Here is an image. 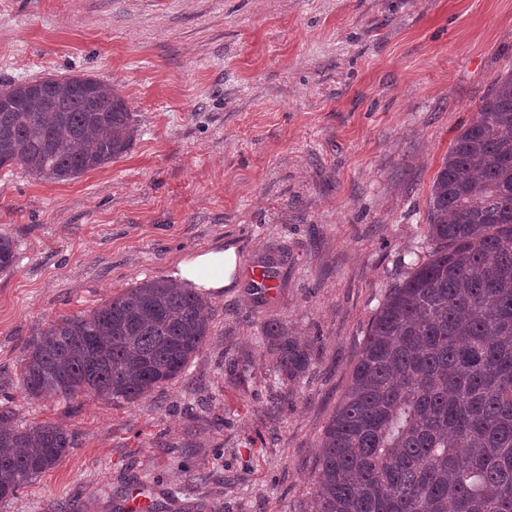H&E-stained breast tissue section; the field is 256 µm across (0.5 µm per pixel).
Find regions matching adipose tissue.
<instances>
[{
    "label": "adipose tissue",
    "mask_w": 512,
    "mask_h": 512,
    "mask_svg": "<svg viewBox=\"0 0 512 512\" xmlns=\"http://www.w3.org/2000/svg\"><path fill=\"white\" fill-rule=\"evenodd\" d=\"M240 260L236 248L217 247L180 259L172 273L180 287L199 294L217 295L236 284Z\"/></svg>",
    "instance_id": "ef3b65f1"
}]
</instances>
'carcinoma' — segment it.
I'll use <instances>...</instances> for the list:
<instances>
[{"label":"carcinoma","instance_id":"carcinoma-1","mask_svg":"<svg viewBox=\"0 0 512 512\" xmlns=\"http://www.w3.org/2000/svg\"><path fill=\"white\" fill-rule=\"evenodd\" d=\"M128 102L99 80L0 86V168L63 182L125 155ZM427 258L374 316L324 431L310 512H512V72L497 77L443 159L426 202ZM0 234V273L15 266ZM209 333L208 304L169 281L128 288L59 318L24 347L33 397L135 402L179 376ZM283 379L310 348L270 323ZM0 408V501L74 447L55 424H11Z\"/></svg>","mask_w":512,"mask_h":512}]
</instances>
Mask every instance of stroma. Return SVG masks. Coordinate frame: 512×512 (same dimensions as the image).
I'll return each mask as SVG.
<instances>
[{
	"label": "stroma",
	"mask_w": 512,
	"mask_h": 512,
	"mask_svg": "<svg viewBox=\"0 0 512 512\" xmlns=\"http://www.w3.org/2000/svg\"><path fill=\"white\" fill-rule=\"evenodd\" d=\"M512 71V0H0V83L88 75L128 153L66 182L0 169V398L77 446L0 512H307L323 431L427 230L442 160ZM234 246L185 372L128 403L29 397L27 342L176 262ZM263 267L273 288H256ZM311 345L275 379L264 327ZM239 369L228 372L227 360Z\"/></svg>",
	"instance_id": "1"
}]
</instances>
